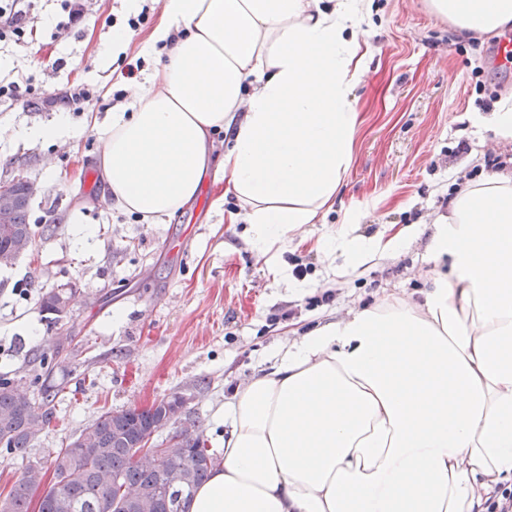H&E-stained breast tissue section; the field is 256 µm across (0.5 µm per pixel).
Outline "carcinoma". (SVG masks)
<instances>
[{"instance_id": "carcinoma-1", "label": "carcinoma", "mask_w": 512, "mask_h": 512, "mask_svg": "<svg viewBox=\"0 0 512 512\" xmlns=\"http://www.w3.org/2000/svg\"><path fill=\"white\" fill-rule=\"evenodd\" d=\"M38 228L31 223L30 202L23 201L0 230V254L9 256L20 244L36 240ZM71 292H43L41 310L52 313L68 302ZM58 393L57 388H42L33 397L23 396L10 378L0 376V448L25 455L51 423L50 404ZM178 420L167 416L162 403L102 413L52 453L53 482L43 485L41 464H28L0 500V512H32L38 492V512H188L193 491L209 478L217 455ZM168 425L179 433V446L158 448L150 465L139 464L138 444Z\"/></svg>"}]
</instances>
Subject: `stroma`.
Wrapping results in <instances>:
<instances>
[{"label": "stroma", "instance_id": "stroma-1", "mask_svg": "<svg viewBox=\"0 0 512 512\" xmlns=\"http://www.w3.org/2000/svg\"><path fill=\"white\" fill-rule=\"evenodd\" d=\"M147 4L119 61L103 48L125 25L124 0H88L84 23L58 34L49 19L60 0H37L32 34L0 41V81L30 76L50 95L83 84L97 97L85 111L67 112L65 139L0 142V179L38 182L31 218L52 227L33 254L0 269V375L29 396L44 382L67 384L34 448L23 457L0 451V491L103 411L176 393L187 397L208 448L220 450L224 404L236 387L316 324L384 294H419L431 268L425 225L447 212L459 183L512 170V143L473 123L512 96V71L487 63L496 34L458 38L427 0H374L355 91L361 129L336 201L318 223L304 225L287 250L257 256L247 225L226 219L236 200H218L225 179L216 164L180 214L146 223L104 200L97 158L104 127L129 98L126 64L147 72L155 63L139 53L160 15V0ZM62 111L60 102L0 97L4 126L46 125ZM410 224L418 233L407 249L355 270L341 253L317 247L343 226L354 237L386 239ZM182 238L187 252L170 255L169 241ZM66 284L75 289L68 312L51 320L38 298ZM38 351L54 355L51 371L33 362Z\"/></svg>", "mask_w": 512, "mask_h": 512}]
</instances>
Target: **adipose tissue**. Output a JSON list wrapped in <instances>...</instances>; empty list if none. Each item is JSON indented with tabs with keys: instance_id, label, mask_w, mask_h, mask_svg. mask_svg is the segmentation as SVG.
Listing matches in <instances>:
<instances>
[{
	"instance_id": "ef3b65f1",
	"label": "adipose tissue",
	"mask_w": 512,
	"mask_h": 512,
	"mask_svg": "<svg viewBox=\"0 0 512 512\" xmlns=\"http://www.w3.org/2000/svg\"><path fill=\"white\" fill-rule=\"evenodd\" d=\"M460 34L512 0H429ZM161 60L113 113L100 164L120 209L154 222L193 199L225 137L226 189L255 249L316 223L350 165L369 0H161ZM422 299L393 294L315 325L236 388L220 463L189 512H485L512 480V171L467 182L428 227ZM338 231L352 267L394 254Z\"/></svg>"
}]
</instances>
